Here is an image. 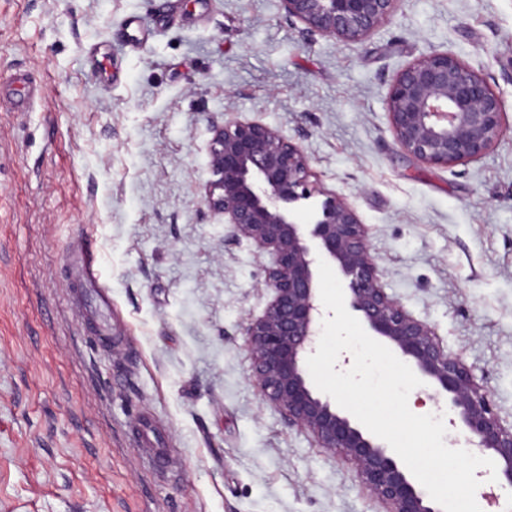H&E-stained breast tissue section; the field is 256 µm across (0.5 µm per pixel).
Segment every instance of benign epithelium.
I'll return each mask as SVG.
<instances>
[{
	"instance_id": "obj_1",
	"label": "benign epithelium",
	"mask_w": 512,
	"mask_h": 512,
	"mask_svg": "<svg viewBox=\"0 0 512 512\" xmlns=\"http://www.w3.org/2000/svg\"><path fill=\"white\" fill-rule=\"evenodd\" d=\"M286 16L312 34L360 43L389 19L400 0H280ZM388 114L409 156L452 167L485 156L505 135V102L457 56L433 52L392 79ZM211 165L218 179L205 203L224 216L228 237L247 239L271 255L264 313L244 328L255 385L288 424L309 431L320 447L341 451L387 512H439L388 444L317 393L306 372L322 320L318 259L341 275L348 307L374 340L397 350L431 386L474 450L491 457L503 487H512V425L464 362L448 354L434 331L382 288L368 230L343 196L327 195L304 216L294 204L313 195L309 158L279 130L231 118L214 129Z\"/></svg>"
}]
</instances>
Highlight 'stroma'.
<instances>
[{
	"mask_svg": "<svg viewBox=\"0 0 512 512\" xmlns=\"http://www.w3.org/2000/svg\"><path fill=\"white\" fill-rule=\"evenodd\" d=\"M435 51L506 104L503 140L450 168L406 155L387 111L393 76ZM19 73L39 94L17 108ZM233 116L302 147V210L346 197L386 293L512 422V0H401L356 44L280 0H0V512H385L253 382L270 256L204 201ZM89 237L108 347L69 291Z\"/></svg>",
	"mask_w": 512,
	"mask_h": 512,
	"instance_id": "obj_1",
	"label": "stroma"
}]
</instances>
